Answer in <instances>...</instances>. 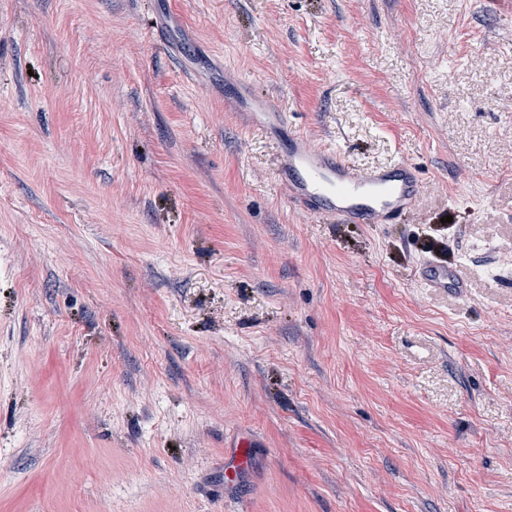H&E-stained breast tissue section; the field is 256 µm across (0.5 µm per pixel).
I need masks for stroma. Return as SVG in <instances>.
<instances>
[{
	"instance_id": "stroma-1",
	"label": "stroma",
	"mask_w": 512,
	"mask_h": 512,
	"mask_svg": "<svg viewBox=\"0 0 512 512\" xmlns=\"http://www.w3.org/2000/svg\"><path fill=\"white\" fill-rule=\"evenodd\" d=\"M0 512H512V0H0ZM273 141L288 202L308 215L347 224H390L407 216L423 193L419 171L408 161L360 168L336 148L298 132L289 131L288 147L277 135ZM419 278L426 288H448L451 271L448 270V266L428 259L421 266ZM248 443L246 439H242L237 448L232 451L233 464L225 470V478L227 482L234 481L239 475L246 472L251 465L250 454L247 451Z\"/></svg>"
}]
</instances>
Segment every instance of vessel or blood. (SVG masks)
Wrapping results in <instances>:
<instances>
[{
	"mask_svg": "<svg viewBox=\"0 0 512 512\" xmlns=\"http://www.w3.org/2000/svg\"><path fill=\"white\" fill-rule=\"evenodd\" d=\"M277 176L288 201L304 213L339 223L390 224L407 216L417 205L424 186L415 165L405 160L360 168L348 164L336 148L319 145L303 134L289 132L280 147ZM428 288L447 287L451 272L429 259L419 271ZM251 465L246 442L233 451V463L225 470L234 481Z\"/></svg>",
	"mask_w": 512,
	"mask_h": 512,
	"instance_id": "obj_1",
	"label": "vessel or blood"
}]
</instances>
